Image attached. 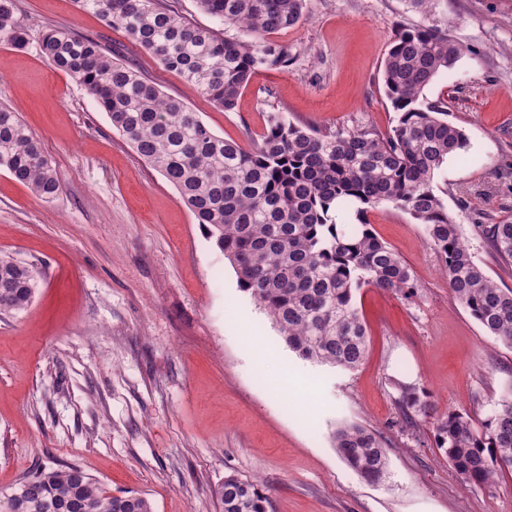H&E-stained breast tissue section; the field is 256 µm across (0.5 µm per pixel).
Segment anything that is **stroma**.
Instances as JSON below:
<instances>
[{
    "instance_id": "stroma-1",
    "label": "stroma",
    "mask_w": 512,
    "mask_h": 512,
    "mask_svg": "<svg viewBox=\"0 0 512 512\" xmlns=\"http://www.w3.org/2000/svg\"><path fill=\"white\" fill-rule=\"evenodd\" d=\"M27 44H0V106L18 112L56 166L44 202L0 168V255L38 267L31 305L0 316V493L36 468L83 467L154 512H218L228 475L259 479L269 512H512V473L495 488L465 482L435 440L437 419L475 426L512 395V347L494 340L452 295L423 225L391 203L336 221H365L411 268L412 297L366 286L368 327L353 370L301 358L238 278L176 190L113 129L107 115L40 54L60 27L99 40L217 135L252 147L269 113L325 132L389 133L397 113L383 64L399 30H448L464 52L424 91L448 106L475 162L449 158L434 187L476 261L500 287L512 266L478 227L512 220V0H306L302 21L272 33L287 66L259 71L225 111L165 71L125 33L74 0H16ZM250 315L240 329L237 313ZM263 336L260 366L243 333ZM429 406L405 422L402 387ZM359 424L389 446L388 474L365 480L332 434Z\"/></svg>"
}]
</instances>
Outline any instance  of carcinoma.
<instances>
[{"mask_svg": "<svg viewBox=\"0 0 512 512\" xmlns=\"http://www.w3.org/2000/svg\"><path fill=\"white\" fill-rule=\"evenodd\" d=\"M79 9L123 31L217 107L228 111L253 75L288 62V47L267 35L297 24L305 0H197L246 40L199 27L162 0H75ZM0 42L21 48L26 27L16 0H0ZM40 53L66 73L107 114L112 128L177 191L197 223L215 237L241 288L267 311L288 345L314 362L354 369L364 359L367 330L356 292L371 286L410 296L409 267L367 223H336L341 202L357 214L382 203L407 211L444 256L454 297L488 335L512 346V288H501L476 261L461 226L435 193L434 179L452 155L470 160L464 130L448 120L444 102L423 104L424 89L463 54L446 31L417 26L399 32L384 63L383 86L397 111L391 133L368 129L322 133L274 112L250 149L214 134L179 98L165 94L136 67L112 59L98 41L64 28L47 30ZM0 168L44 202L61 180L18 114L0 108ZM496 257L512 262V222L481 225ZM39 271L0 255V314L32 302ZM438 445L462 479L491 488L512 470V396L502 398L478 430L451 412L435 426ZM341 458L378 482L388 468L387 443L361 425L336 429ZM213 495L219 512H267L256 480L224 478ZM0 512H153L142 495L112 489L78 465L41 468L0 495Z\"/></svg>", "mask_w": 512, "mask_h": 512, "instance_id": "obj_1", "label": "carcinoma"}]
</instances>
